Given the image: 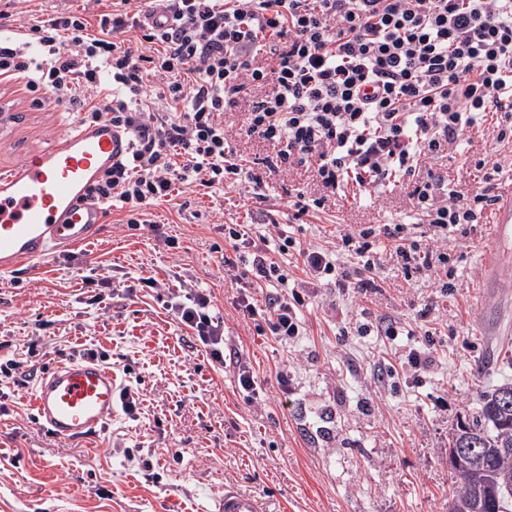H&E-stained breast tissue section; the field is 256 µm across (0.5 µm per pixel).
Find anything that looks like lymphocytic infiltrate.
Returning a JSON list of instances; mask_svg holds the SVG:
<instances>
[{"instance_id": "obj_1", "label": "lymphocytic infiltrate", "mask_w": 512, "mask_h": 512, "mask_svg": "<svg viewBox=\"0 0 512 512\" xmlns=\"http://www.w3.org/2000/svg\"><path fill=\"white\" fill-rule=\"evenodd\" d=\"M90 24L60 9L32 25L37 42L0 36V79L129 134L128 155L90 190L102 208L120 203L128 226L149 225L150 207L185 189L235 185L242 167L222 116L240 108L244 133L274 147L270 167H317L325 193L297 198L294 219L350 185L362 194L392 179L410 186L418 223L389 224L384 234L405 274L436 287L446 285L449 236L467 235L497 200L493 174L464 194L416 173L422 156L483 126L495 143L512 144V0H114L97 31ZM130 32L152 54L125 45ZM260 46L267 58L257 67ZM259 219L261 233L228 224L224 240L249 249L253 286L276 284L264 306L239 299L272 335H302L307 289L328 280L341 291L373 287L375 228L342 235L356 258L348 269L335 252L278 229L269 212ZM269 227L278 254L300 257L303 281L289 283L270 257ZM142 284L170 289L174 317L223 365L224 322L210 314V294L152 275Z\"/></svg>"}]
</instances>
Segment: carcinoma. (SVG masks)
I'll return each mask as SVG.
<instances>
[{"mask_svg": "<svg viewBox=\"0 0 512 512\" xmlns=\"http://www.w3.org/2000/svg\"><path fill=\"white\" fill-rule=\"evenodd\" d=\"M448 447L477 448L478 460L450 465L453 495L448 512H512V495L495 489L494 476L512 472V383L505 382L482 394L475 410L457 418Z\"/></svg>", "mask_w": 512, "mask_h": 512, "instance_id": "carcinoma-1", "label": "carcinoma"}]
</instances>
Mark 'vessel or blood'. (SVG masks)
Returning a JSON list of instances; mask_svg holds the SVG:
<instances>
[{"mask_svg":"<svg viewBox=\"0 0 512 512\" xmlns=\"http://www.w3.org/2000/svg\"><path fill=\"white\" fill-rule=\"evenodd\" d=\"M130 150V139L110 122L75 123L55 146L0 172V277L33 270L57 253L91 239L104 212L88 189ZM495 244L485 255L495 264L512 240V184L493 209ZM122 385L111 366L84 357L56 364L37 379L33 417L55 439L94 437L119 412ZM217 512H265L252 495L228 488Z\"/></svg>","mask_w":512,"mask_h":512,"instance_id":"obj_1","label":"vessel or blood"}]
</instances>
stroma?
Masks as SVG:
<instances>
[{"label":"stroma","mask_w":512,"mask_h":512,"mask_svg":"<svg viewBox=\"0 0 512 512\" xmlns=\"http://www.w3.org/2000/svg\"><path fill=\"white\" fill-rule=\"evenodd\" d=\"M60 3L88 15L106 8L104 0H0V9L25 26ZM0 106L8 110L0 169L51 147L79 117L65 103L34 105L14 81L0 82ZM232 146L262 178L264 209L300 241L331 246L350 225L416 219L406 187L392 182L369 195L347 188L326 211L294 220L290 195L321 194L313 165L271 169V145L242 137ZM487 156L499 167L497 183H512V146L481 134L421 167L465 193L481 180L476 164ZM251 192L245 181L229 194L189 191L180 204L153 207L151 220L176 242L170 249L111 211L73 259L57 256L0 283V366H17L14 382L0 385V512H216L228 486L263 499L266 512H448L451 428L481 393L512 381V245L501 265L485 268L494 227L479 224L448 244V290L405 278L385 258L375 287L309 293L304 335L261 334L238 309L241 282L224 273L225 260L239 258L224 227L247 221ZM93 268L112 280L98 304L82 285ZM172 271L211 292L236 352L224 368L174 319L166 296L139 283ZM362 323L370 334L356 333ZM390 324L397 335H385ZM411 348L434 356L415 380L396 372ZM90 349L106 355L142 402L86 442L64 443L33 418L34 375ZM242 365L261 392L252 404L238 384Z\"/></svg>","instance_id":"35a3bbf8"}]
</instances>
